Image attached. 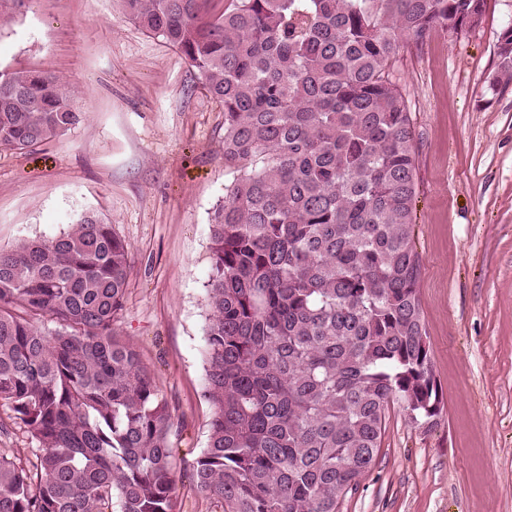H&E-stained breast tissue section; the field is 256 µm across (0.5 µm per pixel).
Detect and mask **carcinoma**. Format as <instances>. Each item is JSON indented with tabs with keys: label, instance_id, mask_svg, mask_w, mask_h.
<instances>
[{
	"label": "carcinoma",
	"instance_id": "cac0c4a2",
	"mask_svg": "<svg viewBox=\"0 0 512 512\" xmlns=\"http://www.w3.org/2000/svg\"><path fill=\"white\" fill-rule=\"evenodd\" d=\"M224 110L233 180L210 224L196 488L223 512H339L389 411L444 404L413 245L418 146L391 71L487 0H119ZM32 0H0V20ZM489 88L512 81V25ZM81 120L65 85L0 70V151ZM129 248L100 215L0 247V404L37 443L0 454V512H177L172 410L114 323ZM55 324L49 330L44 323Z\"/></svg>",
	"mask_w": 512,
	"mask_h": 512
}]
</instances>
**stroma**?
<instances>
[{"mask_svg": "<svg viewBox=\"0 0 512 512\" xmlns=\"http://www.w3.org/2000/svg\"><path fill=\"white\" fill-rule=\"evenodd\" d=\"M512 0L481 22L402 44L394 73L419 137L414 242L419 296L441 387L433 429L391 409L373 470L340 512H512V82L489 91ZM60 77L82 119L46 145L0 152V245L51 238L85 211L130 249L114 325L182 424L179 512H221L190 469L205 448L204 285L209 224L232 173L224 113L194 68L118 0H33L0 22V69ZM37 448L0 405V453Z\"/></svg>", "mask_w": 512, "mask_h": 512, "instance_id": "stroma-1", "label": "stroma"}]
</instances>
